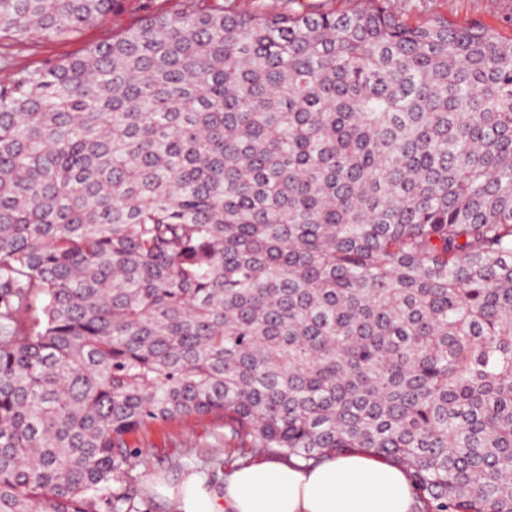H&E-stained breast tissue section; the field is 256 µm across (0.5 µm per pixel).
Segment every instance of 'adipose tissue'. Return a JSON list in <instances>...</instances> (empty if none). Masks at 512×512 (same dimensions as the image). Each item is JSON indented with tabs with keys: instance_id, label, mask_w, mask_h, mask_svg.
<instances>
[{
	"instance_id": "ef3b65f1",
	"label": "adipose tissue",
	"mask_w": 512,
	"mask_h": 512,
	"mask_svg": "<svg viewBox=\"0 0 512 512\" xmlns=\"http://www.w3.org/2000/svg\"><path fill=\"white\" fill-rule=\"evenodd\" d=\"M178 498L180 512H412L415 503L403 469L363 453L314 466L260 458L234 469L220 491L190 475Z\"/></svg>"
}]
</instances>
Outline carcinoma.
Here are the masks:
<instances>
[{"label": "carcinoma", "instance_id": "obj_1", "mask_svg": "<svg viewBox=\"0 0 512 512\" xmlns=\"http://www.w3.org/2000/svg\"><path fill=\"white\" fill-rule=\"evenodd\" d=\"M0 0V512H147L127 437L405 470L512 512V37L344 11ZM181 4L182 0H118L111 15L68 39L45 41L34 46L21 44L10 50L9 57L13 65L20 67L39 66L47 61L76 55L112 37L113 30L130 26L145 15L179 8Z\"/></svg>", "mask_w": 512, "mask_h": 512}]
</instances>
